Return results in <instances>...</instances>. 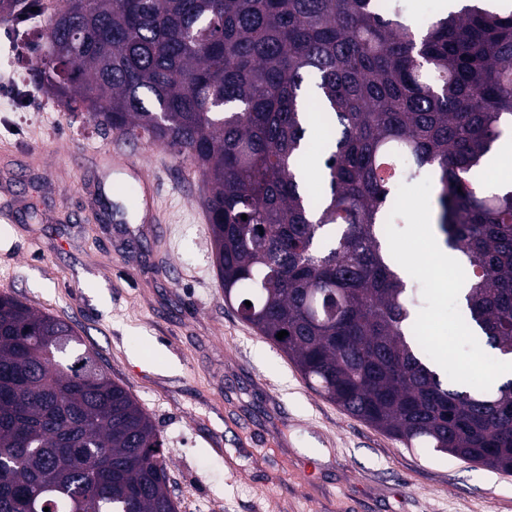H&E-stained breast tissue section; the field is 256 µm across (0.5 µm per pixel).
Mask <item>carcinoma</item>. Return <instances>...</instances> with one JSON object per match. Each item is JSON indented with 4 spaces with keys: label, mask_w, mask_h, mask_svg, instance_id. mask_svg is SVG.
Masks as SVG:
<instances>
[{
    "label": "carcinoma",
    "mask_w": 512,
    "mask_h": 512,
    "mask_svg": "<svg viewBox=\"0 0 512 512\" xmlns=\"http://www.w3.org/2000/svg\"><path fill=\"white\" fill-rule=\"evenodd\" d=\"M481 2L419 20L405 0H61L33 81L191 161L224 303L311 389L407 448L512 472V379L441 380L384 229L399 185L430 177L461 315L512 354V189L480 178L512 129V0ZM46 507L178 512L129 390L72 325L1 293L0 512Z\"/></svg>",
    "instance_id": "1"
}]
</instances>
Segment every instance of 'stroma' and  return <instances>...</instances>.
Segmentation results:
<instances>
[{
  "mask_svg": "<svg viewBox=\"0 0 512 512\" xmlns=\"http://www.w3.org/2000/svg\"><path fill=\"white\" fill-rule=\"evenodd\" d=\"M40 31L0 20V293L74 326L149 415L179 512H512V473L408 448L310 389L224 303L190 161L144 143L154 227L93 205L118 133L38 85L14 56Z\"/></svg>",
  "mask_w": 512,
  "mask_h": 512,
  "instance_id": "obj_1",
  "label": "stroma"
}]
</instances>
